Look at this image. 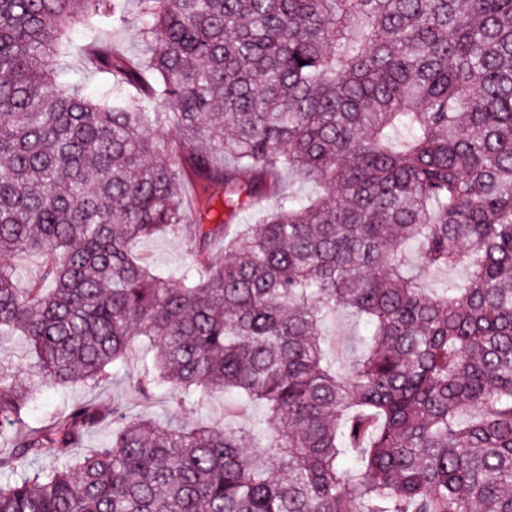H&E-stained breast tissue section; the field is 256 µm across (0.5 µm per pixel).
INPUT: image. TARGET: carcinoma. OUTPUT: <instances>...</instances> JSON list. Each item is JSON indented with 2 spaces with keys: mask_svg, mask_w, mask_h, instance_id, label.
I'll return each mask as SVG.
<instances>
[{
  "mask_svg": "<svg viewBox=\"0 0 512 512\" xmlns=\"http://www.w3.org/2000/svg\"><path fill=\"white\" fill-rule=\"evenodd\" d=\"M125 2L0 0V254L42 258L25 290L0 266V335L38 374L20 386L0 341V421L99 386L141 336L135 394L269 416H139L81 453L110 409L77 403L0 448V512H512V0H139L143 64L100 36ZM76 50L110 75L96 97L59 81ZM156 100L228 217L286 171L324 193L232 235L187 223ZM159 234L224 259L175 282L133 253ZM409 243L466 279L425 293ZM341 309L364 326L344 374L322 341Z\"/></svg>",
  "mask_w": 512,
  "mask_h": 512,
  "instance_id": "carcinoma-1",
  "label": "carcinoma"
}]
</instances>
